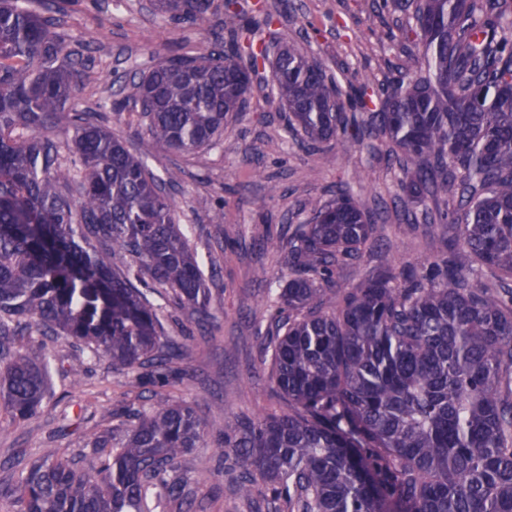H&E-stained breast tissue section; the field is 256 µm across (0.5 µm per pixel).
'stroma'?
Wrapping results in <instances>:
<instances>
[{
    "label": "stroma",
    "mask_w": 512,
    "mask_h": 512,
    "mask_svg": "<svg viewBox=\"0 0 512 512\" xmlns=\"http://www.w3.org/2000/svg\"><path fill=\"white\" fill-rule=\"evenodd\" d=\"M59 29L71 49L82 52L90 80L78 83V108L101 113L114 133L141 155L158 177L178 170L171 186L175 221L193 242L212 292L209 314L197 321L190 309H167L163 323L179 353L171 364L182 372L173 399L190 403L208 425L223 422L233 431L241 420H255L279 409L282 397L270 382L263 346L270 320L269 292L288 278V261L266 241L267 232L292 233L306 220L309 205L327 201L347 183L378 222L380 250L397 266L422 268L445 250L447 229L421 225L425 210L444 207V199L401 194L397 169L382 142L363 147L337 139L326 143L324 159L294 145L284 132L283 114L271 98L270 68L260 69L245 112L234 116L222 139L193 156L171 153L154 142L128 113L112 110L114 74L132 76L184 49L208 51L224 39L223 15L199 26L174 23L143 8L142 0H58ZM375 0H265L275 30L319 59L340 82L374 74L378 82L416 74L400 29L401 16L378 12ZM58 370L38 413L0 427V512H18L12 496L18 449L36 460L42 449L78 450L91 428L112 422V414L138 401L158 403L155 386L137 372L94 359L66 336L47 341ZM215 434L188 456L189 466L209 472L197 490L191 512H250L235 473H218Z\"/></svg>",
    "instance_id": "35a3bbf8"
}]
</instances>
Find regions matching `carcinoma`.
<instances>
[{"instance_id":"obj_1","label":"carcinoma","mask_w":512,"mask_h":512,"mask_svg":"<svg viewBox=\"0 0 512 512\" xmlns=\"http://www.w3.org/2000/svg\"><path fill=\"white\" fill-rule=\"evenodd\" d=\"M56 0H0V405L15 421L46 397L45 336H68L112 365L149 370L164 388L169 307L207 312L210 288L174 202L97 112L67 106L83 59L55 30ZM215 0H153L200 25ZM415 32L425 74L373 98L343 86L300 48L224 0L234 42L175 53L114 92V109L186 157L211 148L265 65L292 139L312 155L342 137L382 136L401 190L448 195L427 216L456 230L415 271L383 257L343 288L335 270L362 258L377 225L350 190L311 207L271 243L290 274L267 312L271 382L285 409L238 426L219 462L256 512H512V0H382ZM70 139L61 141L57 133ZM28 337L20 349L12 345ZM91 429L77 453L45 448L23 467L21 512H186L201 475L184 458L203 441L194 407L129 411Z\"/></svg>"}]
</instances>
